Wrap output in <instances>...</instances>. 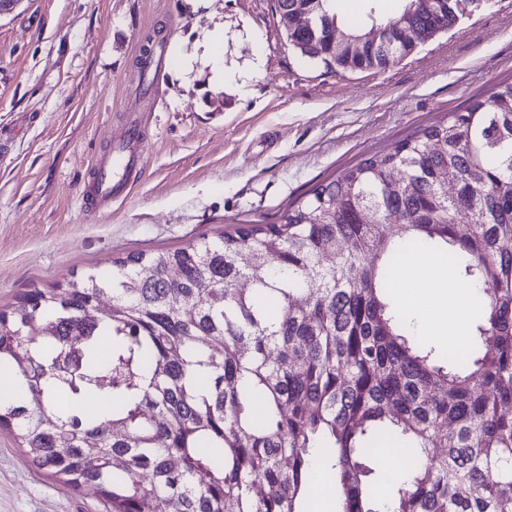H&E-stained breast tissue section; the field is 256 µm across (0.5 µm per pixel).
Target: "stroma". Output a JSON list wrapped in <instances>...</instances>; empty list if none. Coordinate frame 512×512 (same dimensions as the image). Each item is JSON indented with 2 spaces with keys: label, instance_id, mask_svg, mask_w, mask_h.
<instances>
[{
  "label": "stroma",
  "instance_id": "stroma-1",
  "mask_svg": "<svg viewBox=\"0 0 512 512\" xmlns=\"http://www.w3.org/2000/svg\"><path fill=\"white\" fill-rule=\"evenodd\" d=\"M218 31L226 83L211 81ZM160 69L142 74L144 49ZM512 78V0H488L381 70L329 71L274 0H22L0 16V306L138 252L175 249L288 205ZM142 120L144 165L91 210L94 163ZM0 512H105L0 426Z\"/></svg>",
  "mask_w": 512,
  "mask_h": 512
}]
</instances>
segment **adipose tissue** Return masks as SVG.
<instances>
[{
    "label": "adipose tissue",
    "mask_w": 512,
    "mask_h": 512,
    "mask_svg": "<svg viewBox=\"0 0 512 512\" xmlns=\"http://www.w3.org/2000/svg\"><path fill=\"white\" fill-rule=\"evenodd\" d=\"M439 260L409 258L399 268L396 280L401 287L405 312L422 311L427 332L460 346L465 344L471 318V292L456 288L452 277L439 273Z\"/></svg>",
    "instance_id": "adipose-tissue-1"
}]
</instances>
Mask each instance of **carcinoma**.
<instances>
[{"label":"carcinoma","instance_id":"obj_1","mask_svg":"<svg viewBox=\"0 0 512 512\" xmlns=\"http://www.w3.org/2000/svg\"><path fill=\"white\" fill-rule=\"evenodd\" d=\"M276 4L309 12L315 61L346 71L409 55L404 19L424 43L457 17L456 0L371 11L347 31L349 58L331 44L334 0ZM393 168L406 179L389 183ZM388 210L404 221L381 223ZM419 251L479 288L482 320L459 349L412 334L398 304L395 271ZM3 368L27 395L0 405V425L109 512H308L319 470L335 475L336 512H512V81L316 186L278 224L20 296L0 308ZM390 442L412 462L384 496L375 449Z\"/></svg>","mask_w":512,"mask_h":512}]
</instances>
